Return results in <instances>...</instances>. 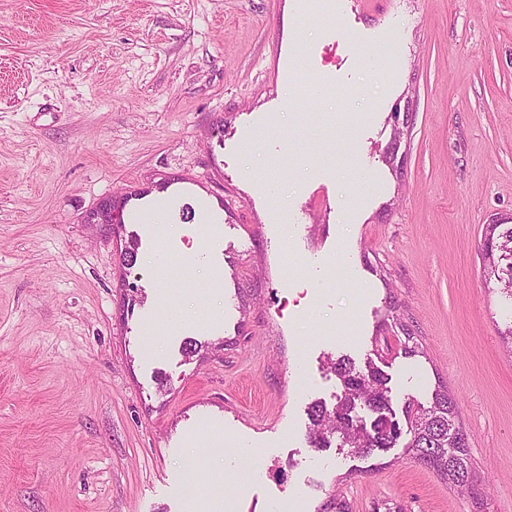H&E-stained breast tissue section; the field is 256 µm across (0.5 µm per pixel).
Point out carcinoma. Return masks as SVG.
I'll list each match as a JSON object with an SVG mask.
<instances>
[{"label": "carcinoma", "mask_w": 512, "mask_h": 512, "mask_svg": "<svg viewBox=\"0 0 512 512\" xmlns=\"http://www.w3.org/2000/svg\"><path fill=\"white\" fill-rule=\"evenodd\" d=\"M485 238L484 272L512 300V224L486 225ZM331 369L341 382L342 394L330 410L322 404L311 407L310 446L325 448L328 437L338 433L342 435L343 445L360 454L393 447L401 432L393 420L387 378L373 366L362 372L347 358L331 363ZM359 403L374 414L368 425L352 416ZM405 414L410 434L406 447L413 456L449 484L466 488L465 482L472 479V462L467 435L456 422L454 395L439 391L427 407L410 401L405 404Z\"/></svg>", "instance_id": "carcinoma-1"}]
</instances>
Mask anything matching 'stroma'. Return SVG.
<instances>
[{
    "label": "stroma",
    "instance_id": "stroma-1",
    "mask_svg": "<svg viewBox=\"0 0 512 512\" xmlns=\"http://www.w3.org/2000/svg\"><path fill=\"white\" fill-rule=\"evenodd\" d=\"M300 1L0 0V512H512L479 252L512 215V0ZM341 357L400 422L455 394L475 494L401 440L310 447Z\"/></svg>",
    "mask_w": 512,
    "mask_h": 512
}]
</instances>
